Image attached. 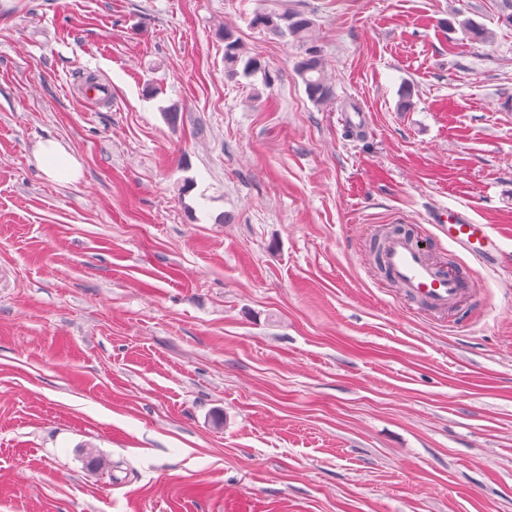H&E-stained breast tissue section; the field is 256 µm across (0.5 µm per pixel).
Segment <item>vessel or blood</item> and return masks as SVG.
Listing matches in <instances>:
<instances>
[{
  "label": "vessel or blood",
  "instance_id": "b4317fda",
  "mask_svg": "<svg viewBox=\"0 0 512 512\" xmlns=\"http://www.w3.org/2000/svg\"><path fill=\"white\" fill-rule=\"evenodd\" d=\"M438 230L447 232L450 248L462 251L485 267L493 268L501 254L498 237L488 225L477 224L465 210L448 209L434 218ZM383 263L402 288L405 300L421 309L446 312L457 309L466 295L465 273L435 265L419 244L401 236L391 237L384 248Z\"/></svg>",
  "mask_w": 512,
  "mask_h": 512
}]
</instances>
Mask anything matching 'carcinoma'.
Instances as JSON below:
<instances>
[{
  "label": "carcinoma",
  "instance_id": "cac0c4a2",
  "mask_svg": "<svg viewBox=\"0 0 512 512\" xmlns=\"http://www.w3.org/2000/svg\"><path fill=\"white\" fill-rule=\"evenodd\" d=\"M454 18L468 38L481 43L493 38L492 31L470 18L461 17V13H456ZM267 19L274 20L277 25V30L270 31V34L289 38L300 48L295 70L308 98L317 105L329 102L333 98V86L315 45L314 20L303 11L282 6L279 0H260L249 24L264 30V22ZM258 73L262 74L265 85H272L274 78L269 69L260 60L248 55V51L232 29L224 28V76L232 80L240 75L251 77Z\"/></svg>",
  "mask_w": 512,
  "mask_h": 512
}]
</instances>
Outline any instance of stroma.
Masks as SVG:
<instances>
[{
  "instance_id": "obj_1",
  "label": "stroma",
  "mask_w": 512,
  "mask_h": 512,
  "mask_svg": "<svg viewBox=\"0 0 512 512\" xmlns=\"http://www.w3.org/2000/svg\"><path fill=\"white\" fill-rule=\"evenodd\" d=\"M257 2L0 0V512H512L503 0H284L323 105ZM228 26L273 86L225 79ZM460 205L495 274L432 224ZM386 224L464 269L461 313L403 303ZM249 20L250 26L268 31L273 36L289 38L300 48L295 70L308 98L317 105L333 98V86L326 74L321 54L315 43L314 20L307 13L283 7L277 0H262ZM273 19L277 30L264 25ZM37 161L41 171L51 178L75 179L78 176V169L73 157L53 140H47L40 144Z\"/></svg>"
}]
</instances>
